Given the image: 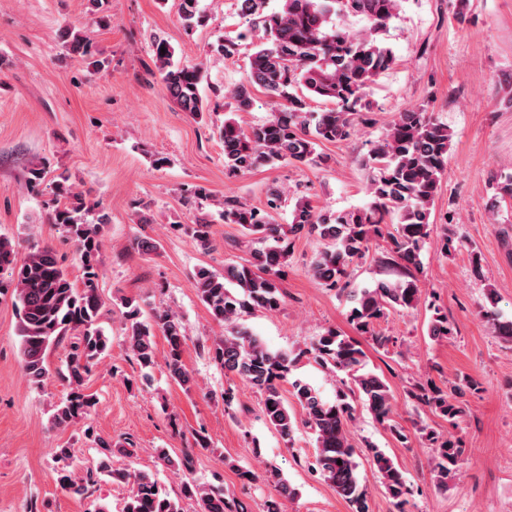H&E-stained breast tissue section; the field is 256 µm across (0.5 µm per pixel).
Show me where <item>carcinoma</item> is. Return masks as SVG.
<instances>
[{"instance_id":"carcinoma-1","label":"carcinoma","mask_w":512,"mask_h":512,"mask_svg":"<svg viewBox=\"0 0 512 512\" xmlns=\"http://www.w3.org/2000/svg\"><path fill=\"white\" fill-rule=\"evenodd\" d=\"M240 13L265 33V42L256 46L249 58L243 81L229 92L233 111L225 113L219 137L224 146V169L231 175L249 172L260 166L291 164L319 166L325 157L318 148L325 142L347 139L355 121L368 123L371 104L368 90L380 74L394 63L390 48L378 35L396 15L400 0H282L278 11L266 10L267 0H238ZM352 15L368 23L366 32H353L336 24V17ZM183 27L192 30L203 16L198 0H181ZM66 48L82 56L91 54V44L77 32L68 34ZM170 44L158 39L153 44V61L170 97L180 108L194 115L204 112L201 84L203 64H177ZM260 91L282 102V109L261 125L246 129L235 113L248 111L254 92ZM321 100L332 107L321 112L310 110V102ZM452 135L448 126L425 107L398 113L384 136L363 158L372 170L367 185L369 197L361 208L323 212L304 198L295 201L290 222L279 224L274 213L281 207L286 192L271 187L267 209H259L237 196H224L217 202L226 224L239 225L246 235L272 244L255 252L252 266H228L219 274L199 268L193 285L212 317L224 323V338L215 343V360L224 371L238 376L263 395L266 421L287 441L297 431V420L281 392V382L289 372L290 356L269 349L258 337L241 328L237 320L255 310L276 311L284 299L280 283L281 268L287 264L291 239L301 234L316 236L322 247L311 262L313 276L336 286L349 276V268L370 252L371 241L383 235L390 239V250L380 263L392 268L387 279L371 288L349 294L350 321L371 344L382 348L390 338L376 330V324L393 310H414L423 290L414 271L420 268V255L431 233V207L446 168ZM53 209L49 220L59 225L75 247L84 275L81 284L70 277L62 260L49 245H30L26 252L6 238H0V295H11L19 314V351L22 369L28 379L43 384L50 375L47 355L51 347L70 336L67 368L71 384L81 387L91 364L108 349V338L97 325L104 301L99 292V266L102 256V228L109 217L101 202L90 198L62 172L49 181ZM512 202V175L496 182L489 208L497 212L501 204ZM97 213L96 222L85 217ZM196 237L207 245L210 214L195 216ZM238 291L233 292L227 284ZM483 315L494 335L512 343V318L496 310L498 295L490 289L485 295ZM126 308L128 348L144 368L155 365L158 348L156 332H161L167 349L165 363L171 379L184 389L194 378L182 360L185 340L181 319L168 309L157 310L150 319H141L139 304L123 301ZM448 317L435 312L428 335L439 340L448 337ZM309 352L316 362L342 373L341 388L333 401L298 380L292 383L293 395L300 404L303 424L315 435L314 463L324 480L348 504L351 512H369L368 488L359 475L356 448L350 436V423L357 409H366L398 440L407 436L395 420L391 388L382 376L367 369L366 353L360 344L336 330L315 337ZM464 392L452 385L444 390L436 385H417L409 396L443 416L448 425L458 428L466 414ZM94 399L73 392L55 407L52 425L66 428L88 415ZM432 467L437 486L448 488V474L459 464L461 449L450 438L439 439ZM103 456L96 471L115 480H132L122 512H181L179 501L170 498L158 480L148 473L131 475L112 466L118 451L133 454L128 448L115 450L100 441ZM54 458L63 463L59 482L76 493L87 490L93 472L75 476L71 469V450L63 445L54 449ZM372 462L381 484L396 505L403 504L409 488L403 472L384 452L372 449ZM264 481L283 497L295 490L278 470L265 471ZM182 494L199 504V512H229L224 489L198 483L190 478L182 484Z\"/></svg>"}]
</instances>
